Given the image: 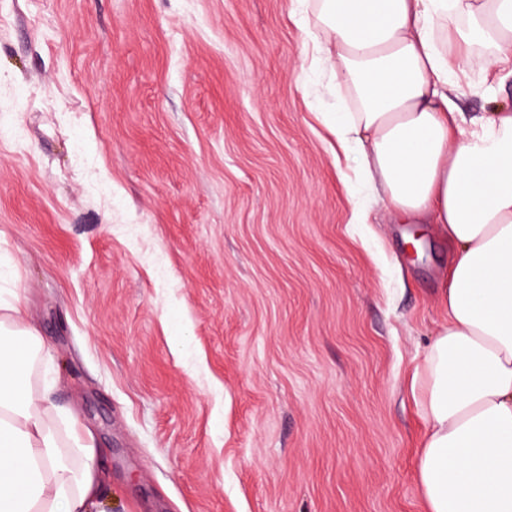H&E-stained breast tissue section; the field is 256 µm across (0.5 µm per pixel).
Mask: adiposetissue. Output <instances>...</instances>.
<instances>
[{
	"label": "adipose tissue",
	"mask_w": 512,
	"mask_h": 512,
	"mask_svg": "<svg viewBox=\"0 0 512 512\" xmlns=\"http://www.w3.org/2000/svg\"><path fill=\"white\" fill-rule=\"evenodd\" d=\"M305 25L354 102L335 133L363 191L453 249L447 317L409 380L426 512H512V107L469 116L452 98L474 71L512 80V0H308ZM51 359L0 290V512L100 506L96 436L29 380Z\"/></svg>",
	"instance_id": "obj_1"
}]
</instances>
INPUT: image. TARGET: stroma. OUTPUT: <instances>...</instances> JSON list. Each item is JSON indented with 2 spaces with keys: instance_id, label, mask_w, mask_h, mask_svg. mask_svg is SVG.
<instances>
[{
  "instance_id": "35a3bbf8",
  "label": "stroma",
  "mask_w": 512,
  "mask_h": 512,
  "mask_svg": "<svg viewBox=\"0 0 512 512\" xmlns=\"http://www.w3.org/2000/svg\"><path fill=\"white\" fill-rule=\"evenodd\" d=\"M298 0H0V289L103 512H426L406 379L449 250L373 208ZM512 83L457 98L480 115Z\"/></svg>"
}]
</instances>
